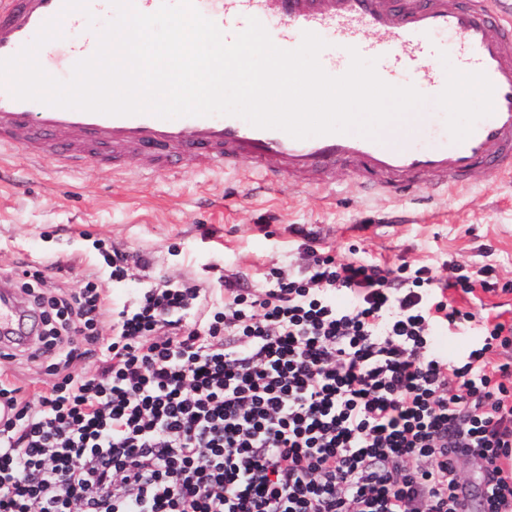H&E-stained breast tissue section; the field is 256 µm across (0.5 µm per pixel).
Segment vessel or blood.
<instances>
[{
	"instance_id": "vessel-or-blood-1",
	"label": "vessel or blood",
	"mask_w": 512,
	"mask_h": 512,
	"mask_svg": "<svg viewBox=\"0 0 512 512\" xmlns=\"http://www.w3.org/2000/svg\"><path fill=\"white\" fill-rule=\"evenodd\" d=\"M200 12L226 39L257 18L280 47L295 49L303 32L336 36V44L375 59L379 77L398 86L403 76L445 107L436 118L400 123L403 146L387 135L372 140L336 133L303 140L279 129H262L230 115L162 119L150 113L112 116L50 106L12 96L0 79V150L26 149L32 158L66 164L93 161L125 169L145 157L152 172L179 161L203 166L250 162L256 174L279 181L304 174L312 181L339 166L361 170L374 188L410 195L421 185L466 182L485 169L512 173V0H195ZM64 0H0V59L17 54L49 19L60 18L73 34L59 70L91 56L96 31L85 13L63 10ZM453 36L457 60L451 71L434 65L444 51L439 38ZM327 46L319 54L324 71L343 75L349 55ZM478 88L485 109L460 121L452 107ZM29 332L18 307L0 304V351L20 347Z\"/></svg>"
}]
</instances>
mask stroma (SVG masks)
I'll return each mask as SVG.
<instances>
[{"mask_svg":"<svg viewBox=\"0 0 512 512\" xmlns=\"http://www.w3.org/2000/svg\"><path fill=\"white\" fill-rule=\"evenodd\" d=\"M340 262L429 268L439 278L470 282L455 304L475 314L465 328L438 336L440 352L457 359L482 339L479 317L512 311V174L489 172L474 184L456 182L396 199L368 188L353 167L337 168L323 189L288 178L265 188L248 163L236 168L179 170L116 177L92 162L62 168L21 150L0 154V289H18L22 270L44 274L52 296L99 273L98 291L129 303L157 275L194 278L222 304L224 278L237 273L248 290L268 287L271 271L299 274L306 233ZM138 251L149 267L129 266L115 281L107 252ZM5 369L27 395L46 389V362L30 352Z\"/></svg>","mask_w":512,"mask_h":512,"instance_id":"35a3bbf8","label":"stroma"}]
</instances>
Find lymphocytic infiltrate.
Here are the masks:
<instances>
[{"label":"lymphocytic infiltrate","instance_id":"lymphocytic-infiltrate-1","mask_svg":"<svg viewBox=\"0 0 512 512\" xmlns=\"http://www.w3.org/2000/svg\"><path fill=\"white\" fill-rule=\"evenodd\" d=\"M95 280L46 298L25 274L53 382L31 400L0 372V512H467L463 456L483 512H512V363L486 371L512 322L442 354L435 336L473 319L453 282L312 247L302 278L225 276L210 317L194 279L122 307ZM84 343L92 376L70 370Z\"/></svg>","mask_w":512,"mask_h":512}]
</instances>
